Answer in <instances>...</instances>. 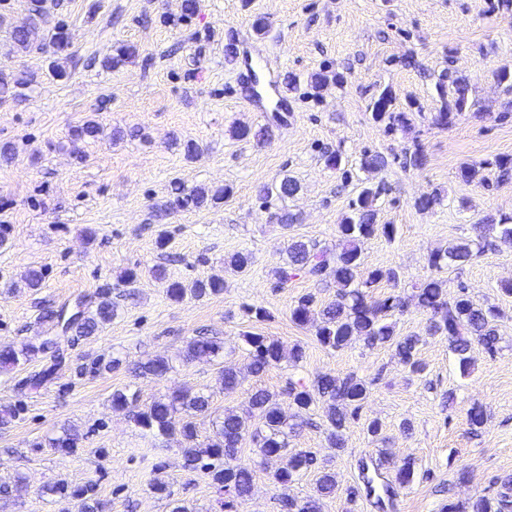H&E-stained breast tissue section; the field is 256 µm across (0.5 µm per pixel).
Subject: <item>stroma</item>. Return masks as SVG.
Wrapping results in <instances>:
<instances>
[{
  "instance_id": "obj_1",
  "label": "stroma",
  "mask_w": 512,
  "mask_h": 512,
  "mask_svg": "<svg viewBox=\"0 0 512 512\" xmlns=\"http://www.w3.org/2000/svg\"><path fill=\"white\" fill-rule=\"evenodd\" d=\"M30 3L0 0V72L27 80L0 103V225L9 228L0 245V344L38 341L48 304L109 290L120 308L97 336L67 348L52 384L29 390L19 385L22 372L0 371V406L20 408L12 423L0 426V483L24 478L21 489L0 496V512H67V501L45 492L60 482L92 488L101 512H170L150 488L157 477L187 512H224L209 478L183 469L179 439L153 438L112 412L113 392L136 390L147 404L187 386L205 387L219 414L241 408L256 386L287 403L288 378L309 381L322 373L357 375L370 394L344 430L343 450L331 448L316 412L310 425L290 435L289 450L312 451L319 463L300 475L291 494L315 495L323 466L335 471L339 488L320 499L319 512H441L451 502L498 497L501 478L512 476V294L501 290L512 279V245H485L483 219L512 217V180L486 189L463 181L459 169L512 158V96L491 77L512 65V9L500 8L499 0H196L195 13L186 16L183 0H47L46 24L33 47L21 50L11 30L26 19ZM256 16L266 18L268 34L253 32ZM58 24L73 35L63 78L53 75L55 57L41 47ZM122 45L134 46L135 56L106 68ZM230 47L236 58L227 57ZM323 68L342 81L317 91L310 77ZM447 70L469 78L478 107L440 127L432 116ZM385 88L399 106H419L410 125L392 136L368 108ZM276 112L283 121L270 141L233 137L235 126L265 125ZM89 115L98 116L105 135L72 141V128ZM116 128L123 140L110 139ZM189 142L197 148L191 156ZM417 145L425 166L403 168V150ZM326 149L340 151L354 183L344 184L325 165ZM367 152L383 156L384 166L360 169ZM287 176L300 184L296 196L269 204L259 199L264 185ZM361 182L387 186L377 221L396 227L393 239L376 235L361 245L365 267L400 274L397 284L380 283L375 295L410 291L432 273L434 250L484 243L471 263L437 273L500 313V351L474 350L469 374L461 373L447 337L429 335L430 314L415 304L394 323L398 335L421 338L418 373L391 348L355 340L329 350L317 343L314 324L291 321L298 297L312 293L328 302L336 286L299 276L276 287L274 273L288 258L290 239L335 248ZM224 184L233 193L220 205L156 215L174 188ZM432 194L436 204L419 209L417 199ZM283 209L298 216L287 228L275 220ZM238 252L253 256L242 273L226 264ZM159 264L170 280L189 286L220 277L224 290L170 300L152 275ZM32 267L44 271L35 291L23 281ZM129 269L138 273L131 283L123 280ZM251 306L265 308L268 318H250ZM203 330L223 337L226 360L241 368L249 362L248 332L271 337L286 351L301 346L304 357L246 376L227 393L215 364L180 360L187 340ZM112 354L122 367L77 376L83 359ZM152 355L171 358L173 370L160 380L134 377L132 365ZM475 404L486 419L474 431L466 411ZM374 420L382 425L377 438L366 429ZM67 428L80 435L74 451L44 446L46 436ZM386 455L411 460L414 478L380 507L362 489L361 466L391 477L392 469L380 464ZM238 457L253 466L254 489L237 512H282L281 491L269 478L276 461L258 463L248 440Z\"/></svg>"
}]
</instances>
